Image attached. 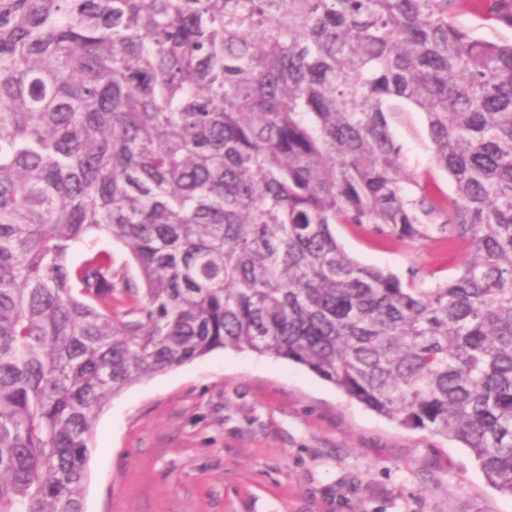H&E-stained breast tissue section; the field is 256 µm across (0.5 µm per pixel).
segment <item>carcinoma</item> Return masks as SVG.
I'll return each mask as SVG.
<instances>
[{"label": "carcinoma", "instance_id": "cac0c4a2", "mask_svg": "<svg viewBox=\"0 0 512 512\" xmlns=\"http://www.w3.org/2000/svg\"><path fill=\"white\" fill-rule=\"evenodd\" d=\"M464 11L512 31V0H0V512H84L109 399L226 348L512 495V39ZM338 224L465 259L400 275ZM102 235L130 272L68 262Z\"/></svg>", "mask_w": 512, "mask_h": 512}]
</instances>
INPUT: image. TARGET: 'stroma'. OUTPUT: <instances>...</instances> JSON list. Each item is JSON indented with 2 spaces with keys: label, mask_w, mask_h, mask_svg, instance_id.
<instances>
[{
  "label": "stroma",
  "mask_w": 512,
  "mask_h": 512,
  "mask_svg": "<svg viewBox=\"0 0 512 512\" xmlns=\"http://www.w3.org/2000/svg\"><path fill=\"white\" fill-rule=\"evenodd\" d=\"M358 262L448 275L462 249L339 224ZM85 512H512L469 449L408 430L302 366L231 348L112 397Z\"/></svg>",
  "instance_id": "obj_1"
}]
</instances>
